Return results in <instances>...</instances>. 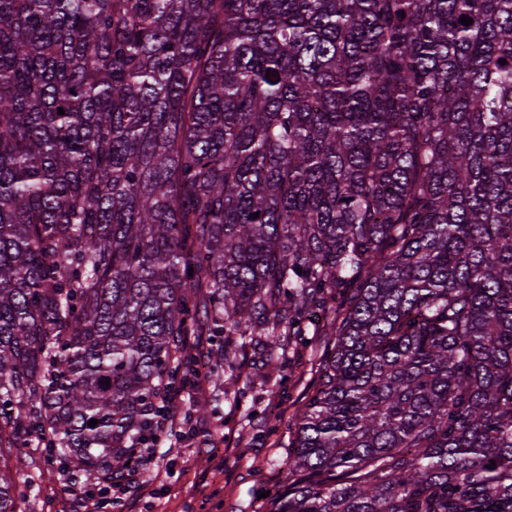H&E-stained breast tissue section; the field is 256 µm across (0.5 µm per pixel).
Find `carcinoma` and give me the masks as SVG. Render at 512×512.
<instances>
[{
  "label": "carcinoma",
  "mask_w": 512,
  "mask_h": 512,
  "mask_svg": "<svg viewBox=\"0 0 512 512\" xmlns=\"http://www.w3.org/2000/svg\"><path fill=\"white\" fill-rule=\"evenodd\" d=\"M309 334L265 512H512V0H0V512Z\"/></svg>",
  "instance_id": "cac0c4a2"
}]
</instances>
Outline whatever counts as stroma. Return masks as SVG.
<instances>
[{"label": "stroma", "instance_id": "stroma-1", "mask_svg": "<svg viewBox=\"0 0 512 512\" xmlns=\"http://www.w3.org/2000/svg\"><path fill=\"white\" fill-rule=\"evenodd\" d=\"M319 354L317 337L295 346L290 353L295 374L275 399L260 386L238 382L237 393L248 400L274 404L280 416L277 431H258L245 409L225 400L223 382L214 380L184 392L180 410L189 423L180 450L159 454V480L130 489L120 506L101 509L95 500L79 504L62 494L58 469L45 465L20 503L21 512H258L260 493L275 491L284 478L280 465L291 439L288 420L308 391ZM193 399L206 401L207 412L190 409Z\"/></svg>", "mask_w": 512, "mask_h": 512}]
</instances>
